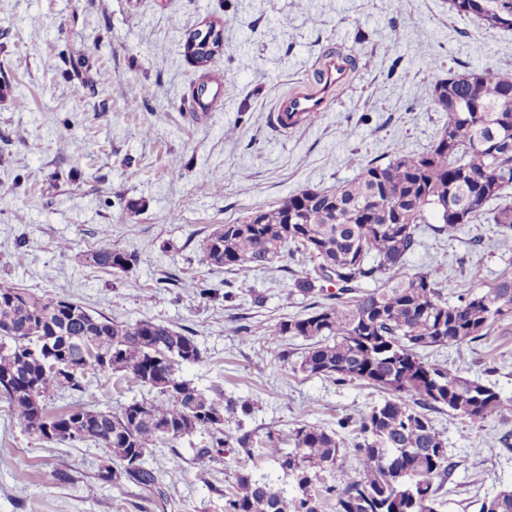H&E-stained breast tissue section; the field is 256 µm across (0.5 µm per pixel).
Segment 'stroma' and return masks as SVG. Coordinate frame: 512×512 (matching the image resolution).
Wrapping results in <instances>:
<instances>
[{
    "instance_id": "obj_1",
    "label": "stroma",
    "mask_w": 512,
    "mask_h": 512,
    "mask_svg": "<svg viewBox=\"0 0 512 512\" xmlns=\"http://www.w3.org/2000/svg\"><path fill=\"white\" fill-rule=\"evenodd\" d=\"M208 24L224 43L201 67L184 43ZM336 50L355 63L351 88L311 124L277 131V99ZM470 70L512 71V31L485 29L449 0H0V283L120 322L171 324L204 353L183 378L252 405L224 425L250 433V452L201 457L198 435L158 448L159 481L146 492L99 480L111 456L98 442L28 434L0 396V512H224L238 474L277 478L268 432L288 452L298 427L331 429L380 402L364 384L300 372L303 339L238 337L237 326L306 313L308 298L288 292L303 264L285 256L229 274L206 263L202 243L255 208L353 179L393 146L425 150L446 120L428 102L433 84ZM104 229L114 248L140 256L133 270L85 264ZM418 240L406 272L439 268L449 296L512 276L488 217L449 239L423 226ZM194 280L217 297H201ZM440 357L512 397V319L463 357ZM147 394L117 373L94 379L82 400L114 412ZM436 426L456 464L442 512H477L512 483V416L473 427L445 412Z\"/></svg>"
}]
</instances>
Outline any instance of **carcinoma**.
<instances>
[{
  "label": "carcinoma",
  "instance_id": "1",
  "mask_svg": "<svg viewBox=\"0 0 512 512\" xmlns=\"http://www.w3.org/2000/svg\"><path fill=\"white\" fill-rule=\"evenodd\" d=\"M450 2L459 16L512 30V0ZM185 52L202 66L214 54L197 31ZM431 101L447 122L425 151L411 155L395 147L387 162L367 163L350 181L258 208L203 240L207 263L233 273L263 270L290 246L302 251L312 269L294 279L292 291L321 300L302 317L271 327L243 325L236 333L244 342L301 337L310 341L299 364L306 376L359 381L385 393L358 417L337 419L334 429L297 428L289 452L268 434L266 455L288 488L240 474L224 495V512H321L332 498L336 512H438L453 462L433 414L449 412L471 425L512 414V397L431 358L444 348L463 354L496 322L512 317V277L452 301L444 297L438 269L402 272L418 245V225L432 224L435 234L450 237L496 200L498 243L512 247V203L504 199L512 188V74L455 73L433 85ZM84 260L125 273L140 257L112 248L103 230ZM327 284L336 291L324 293ZM202 359L194 337L161 321L118 322L70 299L0 285V394L28 433L47 441L94 440L109 449L119 469L102 468L104 482L153 489L158 471L148 457L154 448L198 432L209 437L198 454L233 450L224 421L249 406L182 378V365ZM117 372L156 395L117 412L78 400L57 410L48 405L57 391L84 394L93 377ZM48 427L57 433L47 436ZM347 431L355 433L357 465L339 470L336 484L321 489L319 472L336 467ZM478 512H512V484L484 498Z\"/></svg>",
  "mask_w": 512,
  "mask_h": 512
}]
</instances>
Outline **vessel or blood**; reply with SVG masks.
<instances>
[{"label": "vessel or blood", "mask_w": 512, "mask_h": 512, "mask_svg": "<svg viewBox=\"0 0 512 512\" xmlns=\"http://www.w3.org/2000/svg\"><path fill=\"white\" fill-rule=\"evenodd\" d=\"M353 74L351 60L342 53L323 56L313 84L279 97L271 114L274 126L285 133L330 111L337 98L350 87Z\"/></svg>", "instance_id": "b4317fda"}]
</instances>
